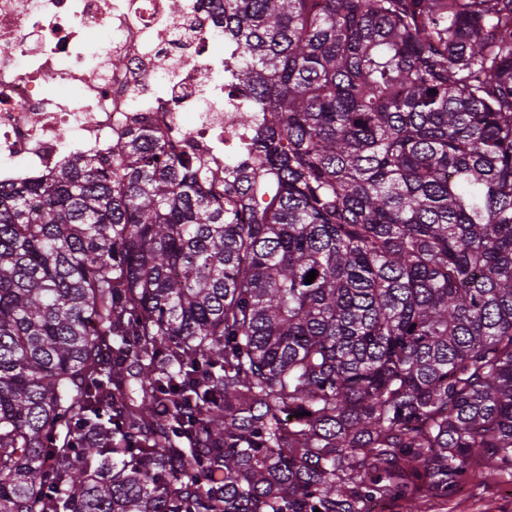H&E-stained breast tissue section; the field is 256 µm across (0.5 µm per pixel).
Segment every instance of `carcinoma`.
<instances>
[{
	"label": "carcinoma",
	"instance_id": "obj_1",
	"mask_svg": "<svg viewBox=\"0 0 512 512\" xmlns=\"http://www.w3.org/2000/svg\"><path fill=\"white\" fill-rule=\"evenodd\" d=\"M211 3L251 168L139 127L0 184V512L512 479V0Z\"/></svg>",
	"mask_w": 512,
	"mask_h": 512
}]
</instances>
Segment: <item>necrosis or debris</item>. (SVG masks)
<instances>
[{"label": "necrosis or debris", "instance_id": "necrosis-or-debris-1", "mask_svg": "<svg viewBox=\"0 0 512 512\" xmlns=\"http://www.w3.org/2000/svg\"><path fill=\"white\" fill-rule=\"evenodd\" d=\"M251 95L224 79L210 0H0L2 182L106 155L137 119L223 174L245 162Z\"/></svg>", "mask_w": 512, "mask_h": 512}]
</instances>
